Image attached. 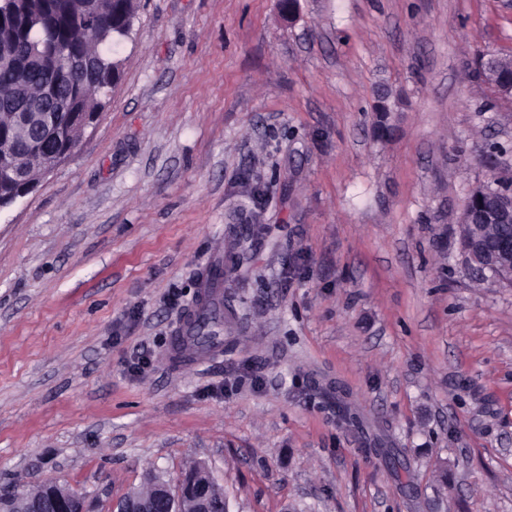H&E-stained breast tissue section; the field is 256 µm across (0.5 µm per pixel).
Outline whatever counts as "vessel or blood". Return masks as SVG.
Here are the masks:
<instances>
[{
	"label": "vessel or blood",
	"mask_w": 512,
	"mask_h": 512,
	"mask_svg": "<svg viewBox=\"0 0 512 512\" xmlns=\"http://www.w3.org/2000/svg\"><path fill=\"white\" fill-rule=\"evenodd\" d=\"M223 282V265L217 263L204 269L200 277V296L170 338L169 351L172 356L177 358L190 356L194 360L203 361L223 352V336L198 337L194 334L201 314L223 313L224 300L221 291Z\"/></svg>",
	"instance_id": "obj_1"
}]
</instances>
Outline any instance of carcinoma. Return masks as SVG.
Instances as JSON below:
<instances>
[{"label": "carcinoma", "mask_w": 512, "mask_h": 512, "mask_svg": "<svg viewBox=\"0 0 512 512\" xmlns=\"http://www.w3.org/2000/svg\"><path fill=\"white\" fill-rule=\"evenodd\" d=\"M98 22L78 21L84 0H0V139L24 137L15 126L12 107L38 105L46 111L38 89L57 82L63 90L51 111L60 118L94 114L105 107V92L114 88L122 62L113 46L128 38L137 17V0H98ZM88 55L96 62L94 88L69 68L70 59Z\"/></svg>", "instance_id": "carcinoma-1"}]
</instances>
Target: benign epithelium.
<instances>
[{
	"label": "benign epithelium",
	"instance_id": "benign-epithelium-1",
	"mask_svg": "<svg viewBox=\"0 0 512 512\" xmlns=\"http://www.w3.org/2000/svg\"><path fill=\"white\" fill-rule=\"evenodd\" d=\"M498 56H480L478 68L483 80L496 96L512 102V78H504L498 71ZM80 139H74L66 147L49 149L44 143L29 141L44 176L58 164L68 159ZM4 154V169L0 172V209L13 204L30 193L39 179L29 175L28 169L10 163L17 151L15 143L0 145ZM461 224L464 226V247L472 264L479 270H488L499 284L512 288V188L496 190L480 183L474 187L462 208ZM179 501L184 512H212L219 504L229 512L224 492L219 489L209 466L198 462L174 486L150 479L145 488L136 489L122 500L112 503L114 512H158L159 503L173 506ZM90 512L85 495L67 484L48 482L38 494L28 499L12 500L5 512Z\"/></svg>",
	"mask_w": 512,
	"mask_h": 512
}]
</instances>
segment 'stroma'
Returning a JSON list of instances; mask_svg holds the SVG:
<instances>
[{"instance_id": "35a3bbf8", "label": "stroma", "mask_w": 512, "mask_h": 512, "mask_svg": "<svg viewBox=\"0 0 512 512\" xmlns=\"http://www.w3.org/2000/svg\"><path fill=\"white\" fill-rule=\"evenodd\" d=\"M482 53L506 0H139L96 122L0 209V494L111 512L203 461L230 512H512V288L459 236L512 180ZM230 254L223 353L171 361ZM53 510L42 511L40 508ZM2 510V505H0ZM4 512H90L82 492L67 484L45 483L38 494L28 499L11 500Z\"/></svg>"}]
</instances>
